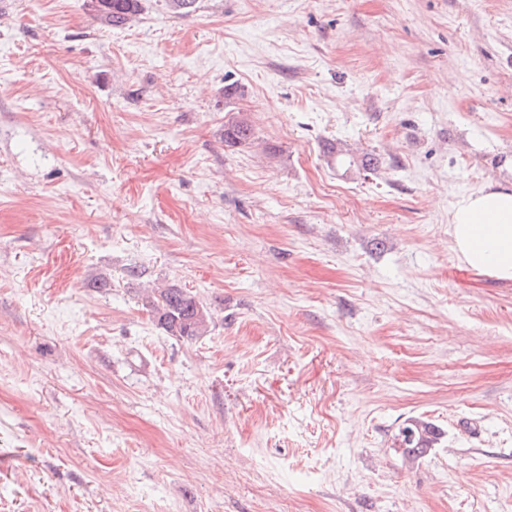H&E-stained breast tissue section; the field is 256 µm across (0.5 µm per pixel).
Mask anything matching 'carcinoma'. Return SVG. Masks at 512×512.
I'll list each match as a JSON object with an SVG mask.
<instances>
[{"label":"carcinoma","mask_w":512,"mask_h":512,"mask_svg":"<svg viewBox=\"0 0 512 512\" xmlns=\"http://www.w3.org/2000/svg\"><path fill=\"white\" fill-rule=\"evenodd\" d=\"M142 0H92L97 19L104 26H121L141 11ZM252 128L247 119L238 116L224 125L227 147L246 145ZM147 306L154 321L168 335L193 340L203 335L212 321L208 309L196 294L178 284H170L148 297ZM442 430L434 423L417 418L404 422L395 434V444L402 457L416 461L440 442Z\"/></svg>","instance_id":"carcinoma-1"}]
</instances>
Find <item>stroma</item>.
I'll use <instances>...</instances> for the list:
<instances>
[{"label":"stroma","instance_id":"35a3bbf8","mask_svg":"<svg viewBox=\"0 0 512 512\" xmlns=\"http://www.w3.org/2000/svg\"><path fill=\"white\" fill-rule=\"evenodd\" d=\"M491 181L512 0H0V512H512V281L449 235ZM142 0H93L97 19L104 26H121L141 11ZM252 128L244 116L229 120L224 125V144L227 147L246 145L251 141ZM147 298L154 321L170 336L193 340L202 336L212 321V314L196 294L178 284H169ZM442 434V430L433 422L411 418L399 427L394 439L402 457L413 462L436 448Z\"/></svg>","mask_w":512,"mask_h":512}]
</instances>
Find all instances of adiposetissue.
<instances>
[{
	"label": "adipose tissue",
	"mask_w": 512,
	"mask_h": 512,
	"mask_svg": "<svg viewBox=\"0 0 512 512\" xmlns=\"http://www.w3.org/2000/svg\"><path fill=\"white\" fill-rule=\"evenodd\" d=\"M449 234L469 269L512 281V188L492 182L463 197L452 209Z\"/></svg>",
	"instance_id": "1"
}]
</instances>
